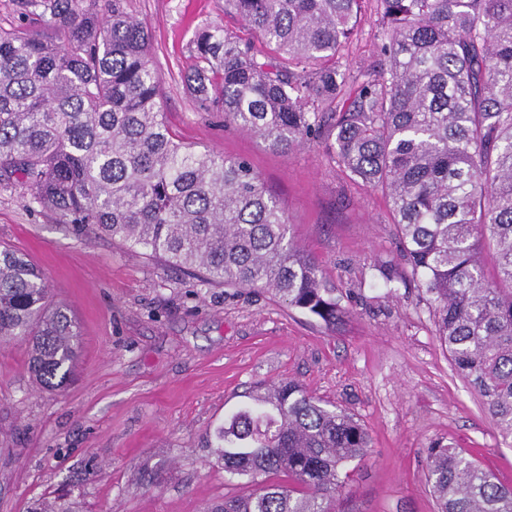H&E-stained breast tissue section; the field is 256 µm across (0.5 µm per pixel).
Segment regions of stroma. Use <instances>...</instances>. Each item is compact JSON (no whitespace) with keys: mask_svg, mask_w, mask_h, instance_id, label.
I'll return each mask as SVG.
<instances>
[{"mask_svg":"<svg viewBox=\"0 0 512 512\" xmlns=\"http://www.w3.org/2000/svg\"><path fill=\"white\" fill-rule=\"evenodd\" d=\"M152 32L162 105L179 138L250 161L279 197L290 234L348 296L336 324L265 291L212 287L91 232L73 233L0 185V242L46 274L80 331L74 379L32 384L30 347L0 344V512L57 494L83 512H202L251 487L224 480L205 442L259 383L292 381L355 415L371 441L349 482L350 512H437L428 448L452 445L512 486V438L453 369L426 296L382 288L375 263H396L385 201L344 181L323 146L292 155L203 110L182 77L207 25L238 30L224 0H126Z\"/></svg>","mask_w":512,"mask_h":512,"instance_id":"1","label":"stroma"}]
</instances>
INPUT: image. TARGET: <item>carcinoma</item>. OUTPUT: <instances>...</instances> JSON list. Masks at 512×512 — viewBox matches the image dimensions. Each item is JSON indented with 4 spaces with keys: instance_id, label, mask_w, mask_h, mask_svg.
Returning a JSON list of instances; mask_svg holds the SVG:
<instances>
[{
    "instance_id": "cac0c4a2",
    "label": "carcinoma",
    "mask_w": 512,
    "mask_h": 512,
    "mask_svg": "<svg viewBox=\"0 0 512 512\" xmlns=\"http://www.w3.org/2000/svg\"><path fill=\"white\" fill-rule=\"evenodd\" d=\"M23 4L43 27L0 28V181L21 174L29 204L60 224L336 324L343 296L250 162L171 131L150 27L125 0ZM224 14L242 34H195L188 93L277 153L325 144L344 180L388 201L404 266L377 263L376 278L431 297L451 364L512 437V0H224ZM367 14L381 42L354 70L343 59ZM18 338L38 386L73 377L71 310L52 301L40 267L0 244V343ZM249 399L208 447L227 481L260 488L204 512H341L371 453L365 427L291 381ZM427 473L438 512H512V487L456 448H429ZM30 512L81 510L58 496Z\"/></svg>"
}]
</instances>
